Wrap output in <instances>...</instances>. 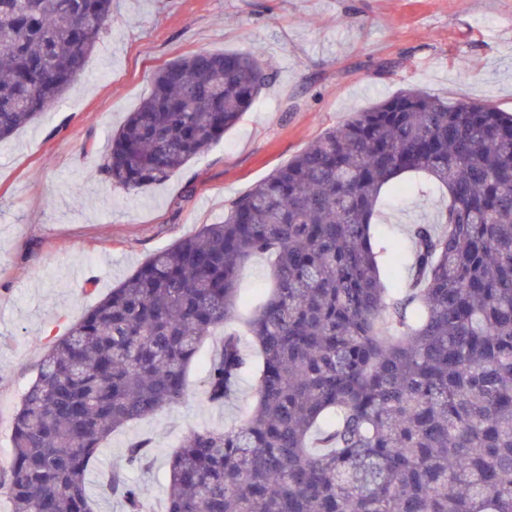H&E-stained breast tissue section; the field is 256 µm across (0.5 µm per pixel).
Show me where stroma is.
Here are the masks:
<instances>
[{"mask_svg": "<svg viewBox=\"0 0 512 512\" xmlns=\"http://www.w3.org/2000/svg\"><path fill=\"white\" fill-rule=\"evenodd\" d=\"M197 51L256 52L274 78L237 125L164 183L129 192L99 170L110 137L151 91L160 67ZM415 87L512 114V0H112L103 38L45 112L0 141V486L12 418L46 347L111 288L176 240L223 219L231 202L331 127ZM434 199L385 203L374 235L407 244L434 220ZM208 337L181 403L113 434L90 466L94 512H123L102 493L128 442H150L130 469L164 512L169 459L193 431L235 425L251 403L255 366L235 399L205 395Z\"/></svg>", "mask_w": 512, "mask_h": 512, "instance_id": "obj_1", "label": "stroma"}]
</instances>
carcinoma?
I'll use <instances>...</instances> for the list:
<instances>
[{"mask_svg": "<svg viewBox=\"0 0 512 512\" xmlns=\"http://www.w3.org/2000/svg\"><path fill=\"white\" fill-rule=\"evenodd\" d=\"M112 0H0V139L83 70ZM271 79L253 52L156 70L102 157L129 192L208 151ZM436 193L410 225V279L382 277L378 206ZM256 254L273 284L247 331L261 356L241 424L193 431L169 460L166 512H512V115L408 88L326 130L216 224L155 253L48 349L13 418L11 512H93L91 461L112 434L178 404L203 340L235 315ZM223 332L209 401L247 367ZM104 492L150 512L125 468Z\"/></svg>", "mask_w": 512, "mask_h": 512, "instance_id": "carcinoma-1", "label": "carcinoma"}]
</instances>
